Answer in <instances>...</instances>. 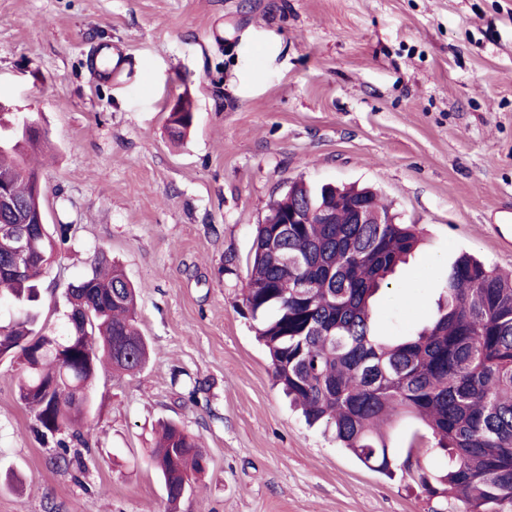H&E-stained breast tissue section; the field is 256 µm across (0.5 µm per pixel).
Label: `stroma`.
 <instances>
[{
    "label": "stroma",
    "mask_w": 512,
    "mask_h": 512,
    "mask_svg": "<svg viewBox=\"0 0 512 512\" xmlns=\"http://www.w3.org/2000/svg\"><path fill=\"white\" fill-rule=\"evenodd\" d=\"M105 46L132 64L121 82L92 77ZM180 95L195 122L176 142ZM0 104L47 131L46 221L72 227L41 322L60 326L101 248L150 347L139 372L99 369L83 472L0 359V512H165V420L208 460L178 512H463L420 486L446 464L420 422L388 428L389 475L307 426L243 298L257 226L296 180L373 188L417 226L375 304L383 336L435 315L460 253L512 272V223L489 221L512 209V0H0Z\"/></svg>",
    "instance_id": "35a3bbf8"
}]
</instances>
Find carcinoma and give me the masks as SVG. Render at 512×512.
<instances>
[{
	"mask_svg": "<svg viewBox=\"0 0 512 512\" xmlns=\"http://www.w3.org/2000/svg\"><path fill=\"white\" fill-rule=\"evenodd\" d=\"M177 105L169 115L174 138L194 122L183 97ZM46 147V135L0 111V176L10 178L8 193L31 213L44 212L46 183L26 157ZM360 197L389 213L369 188L294 181L257 226L244 304L259 321L274 382L308 424L326 422L342 447L380 472L392 465L380 425L419 420L448 458L440 472L421 474L428 495L460 497L464 512H512V276L462 253L448 267L433 320L412 336L382 340L373 299L421 236L413 224L350 223L340 201ZM324 205L336 211V223H319L313 211ZM298 208L305 223H285ZM70 230L43 224L22 270L0 267V300L27 313L21 323L0 326V356L17 359L19 401L34 412L36 432L64 452L74 441L87 445L86 415L102 363L134 373L148 361L136 289L102 250L65 293L68 308L89 311L80 332L67 323L59 335L39 324L43 275ZM153 461L174 506L207 459L194 436L166 421Z\"/></svg>",
	"mask_w": 512,
	"mask_h": 512,
	"instance_id": "cac0c4a2",
	"label": "carcinoma"
}]
</instances>
